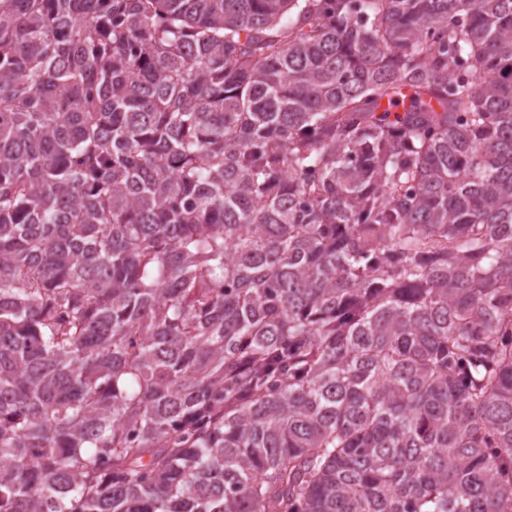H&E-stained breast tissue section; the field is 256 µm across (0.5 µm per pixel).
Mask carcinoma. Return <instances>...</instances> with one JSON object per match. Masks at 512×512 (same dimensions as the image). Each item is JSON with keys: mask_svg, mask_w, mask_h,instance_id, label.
Here are the masks:
<instances>
[{"mask_svg": "<svg viewBox=\"0 0 512 512\" xmlns=\"http://www.w3.org/2000/svg\"><path fill=\"white\" fill-rule=\"evenodd\" d=\"M0 512H512V0H0Z\"/></svg>", "mask_w": 512, "mask_h": 512, "instance_id": "1", "label": "carcinoma"}]
</instances>
